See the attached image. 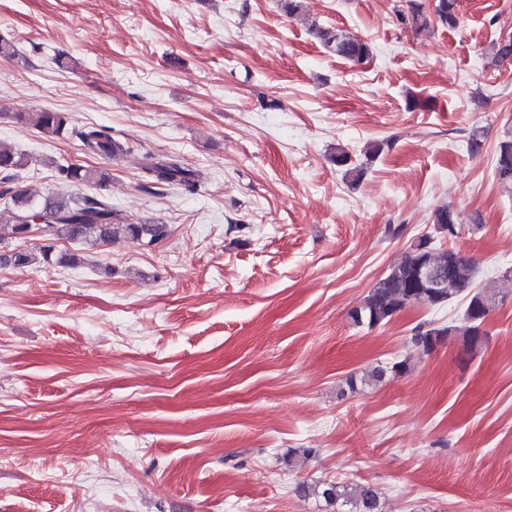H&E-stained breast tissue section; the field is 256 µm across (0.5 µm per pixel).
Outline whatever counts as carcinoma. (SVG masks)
Wrapping results in <instances>:
<instances>
[{
	"label": "carcinoma",
	"instance_id": "obj_1",
	"mask_svg": "<svg viewBox=\"0 0 512 512\" xmlns=\"http://www.w3.org/2000/svg\"><path fill=\"white\" fill-rule=\"evenodd\" d=\"M435 19L449 28L456 27L459 23L458 0H437ZM401 21L416 31L430 28L431 23L424 4L418 0H410L408 12L401 14ZM315 35L329 51L353 64L363 63L371 55V47L366 41L341 29L318 27ZM491 54L498 63H512V36L493 43ZM16 119L32 125L51 139L60 138L69 131L68 120L61 112H19ZM78 137L89 153L102 158L113 159L128 152L126 143L103 129L89 127L79 131ZM25 165L22 155L0 147L1 182L16 180L18 171ZM53 167L58 183L67 187L90 184L101 187L110 179L109 170L103 167L56 162ZM141 170L155 184L177 185L189 193L199 187L198 173L176 155L148 152L143 156ZM495 175L500 185L512 190L511 137L499 143ZM7 192L11 193L12 207L6 208L5 214H0V243L8 239H24L35 215L45 218L42 227L57 238L89 247L120 237L150 245L167 233L164 224L125 222L120 211L102 198L85 195L65 198L53 192L35 194L19 187L9 188ZM456 223L458 215L454 210L446 206L436 208L432 215L434 234L418 237L410 244L401 260L373 286L363 302L350 311L353 323L369 328L385 324L407 307L411 295L430 306H441L462 296L465 299L463 322L458 325L431 322L415 335V345L428 352L433 346L457 336L468 342L473 351L483 348L487 337L479 335L481 318L489 316L496 308L500 291L490 282L474 285L476 265L471 258L458 252L451 255L448 249L435 245V237L442 236L448 225ZM424 260L435 268L449 270L448 287L436 295L429 294L428 289L419 285L418 267ZM295 491L303 497L321 498L330 506L346 507L348 512H382L380 496L368 483H300Z\"/></svg>",
	"mask_w": 512,
	"mask_h": 512
}]
</instances>
